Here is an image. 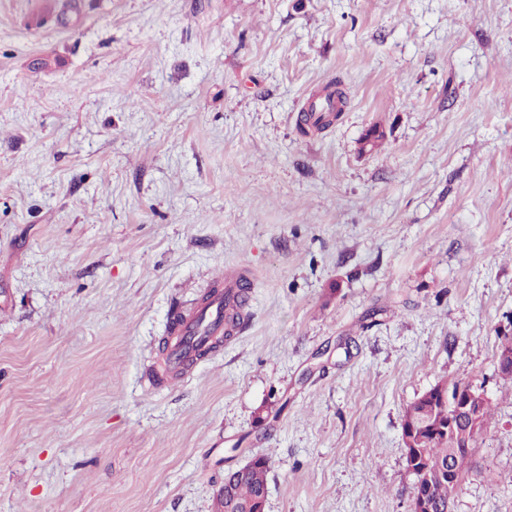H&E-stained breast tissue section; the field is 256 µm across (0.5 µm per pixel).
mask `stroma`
I'll return each instance as SVG.
<instances>
[{
  "mask_svg": "<svg viewBox=\"0 0 512 512\" xmlns=\"http://www.w3.org/2000/svg\"><path fill=\"white\" fill-rule=\"evenodd\" d=\"M511 84L512 0H0V512H218L255 456L265 512H411L462 378L454 512H512ZM233 269L247 328L152 380ZM469 384L471 383L459 379L438 383L404 411L401 429L403 435L412 438L413 442L409 447L404 444L408 448L407 465L414 475L417 492L427 503L418 501L414 489L412 512H424L421 509L426 510L429 507L431 512H448L445 508L448 506L451 479L457 478L460 487L464 475L471 469V450L476 438L491 419V402L489 399H482L481 411V406L474 402L476 395L480 397L478 392L481 388H473L476 395L467 391L465 398H458L454 418L448 420V414L453 412L458 390ZM467 422L472 432L477 430L479 422V431L471 436L469 446L465 447L466 441L459 435L448 434V428L455 429ZM409 428L412 433L408 432ZM454 448L469 449L455 451ZM449 458L451 471H448Z\"/></svg>",
  "mask_w": 512,
  "mask_h": 512,
  "instance_id": "1",
  "label": "stroma"
}]
</instances>
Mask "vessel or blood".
Listing matches in <instances>:
<instances>
[{
  "instance_id": "vessel-or-blood-1",
  "label": "vessel or blood",
  "mask_w": 512,
  "mask_h": 512,
  "mask_svg": "<svg viewBox=\"0 0 512 512\" xmlns=\"http://www.w3.org/2000/svg\"><path fill=\"white\" fill-rule=\"evenodd\" d=\"M251 276L231 270L214 280L200 302L176 312L158 364L166 374H177L200 354L210 351L220 338L238 334L241 290Z\"/></svg>"
}]
</instances>
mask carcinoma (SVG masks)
I'll return each instance as SVG.
<instances>
[{"mask_svg": "<svg viewBox=\"0 0 512 512\" xmlns=\"http://www.w3.org/2000/svg\"><path fill=\"white\" fill-rule=\"evenodd\" d=\"M327 99L338 105L326 115L325 125L337 119L346 103L344 93L336 88L326 92ZM467 385L462 380L436 384L412 403L402 416L403 435L412 438L407 465L414 475L417 492L432 512L448 506L451 479L462 480L472 466L471 450L476 437L466 441L448 433V414L452 413L458 390ZM268 459L257 457L244 474L230 473L224 480V499L220 506L226 512H241L267 496Z\"/></svg>", "mask_w": 512, "mask_h": 512, "instance_id": "obj_1", "label": "carcinoma"}]
</instances>
